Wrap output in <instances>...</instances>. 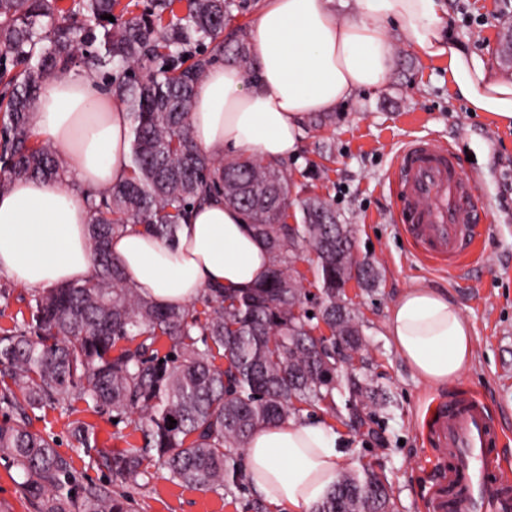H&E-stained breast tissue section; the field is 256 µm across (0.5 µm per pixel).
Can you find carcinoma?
Wrapping results in <instances>:
<instances>
[{
	"instance_id": "cac0c4a2",
	"label": "carcinoma",
	"mask_w": 512,
	"mask_h": 512,
	"mask_svg": "<svg viewBox=\"0 0 512 512\" xmlns=\"http://www.w3.org/2000/svg\"><path fill=\"white\" fill-rule=\"evenodd\" d=\"M243 0H0V191L12 181L65 176L53 144H29L45 80L78 59L125 105L129 176L89 195L92 277L36 292L29 319L0 331V456L12 461L37 512H132L125 495L83 486L50 437L31 426L46 408L86 409L134 425L142 444L100 451L95 426L73 422L78 446L97 451L115 481L135 485L151 467L180 483L227 493L245 479L252 432L302 408L336 409L343 390L353 416L391 397L360 382L363 322L342 284L350 275L352 225L329 201L298 200L279 163L222 160L202 153L189 113L196 85L224 60V28ZM111 15L114 21L105 19ZM211 195L240 210L269 254L266 277L228 293L209 288L195 305L161 306L143 297L112 254L129 224L173 247L188 208ZM318 310L305 308L301 252ZM169 345L159 355L161 343ZM341 354L349 369H336ZM176 420L170 425L169 419ZM311 512H394L384 481L364 470L341 476Z\"/></svg>"
}]
</instances>
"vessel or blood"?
Instances as JSON below:
<instances>
[{"label": "vessel or blood", "mask_w": 512, "mask_h": 512, "mask_svg": "<svg viewBox=\"0 0 512 512\" xmlns=\"http://www.w3.org/2000/svg\"><path fill=\"white\" fill-rule=\"evenodd\" d=\"M396 168V206L409 238L449 268L469 266L478 235L474 178L462 173L452 151L422 138L399 153ZM426 434L432 450L454 462L447 480L433 487L428 512H512V495L492 475L499 432L479 398L437 404Z\"/></svg>", "instance_id": "b4317fda"}]
</instances>
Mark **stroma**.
Wrapping results in <instances>:
<instances>
[{"instance_id": "obj_1", "label": "stroma", "mask_w": 512, "mask_h": 512, "mask_svg": "<svg viewBox=\"0 0 512 512\" xmlns=\"http://www.w3.org/2000/svg\"><path fill=\"white\" fill-rule=\"evenodd\" d=\"M443 22L467 52L483 58L494 73L512 76L499 58L502 15L512 16V0H444ZM397 64L383 90L361 92L338 109L320 129L304 128L303 149L288 160L300 195L332 202L337 215L353 225L359 258L375 264L374 290H356L351 300L363 324L366 360L357 373L368 386L391 396L388 411L366 408L350 421L343 396L336 412L305 410L336 430L347 453L343 471L369 468L389 485L397 512H426L434 482L448 473L447 458L433 455L421 426L435 400L477 397L504 436L495 452L494 470L512 491V127L469 111L448 86V63L422 59L400 35H392ZM432 135L450 144L462 171L477 180V222L481 263L461 271L428 265L412 248L398 221L393 155L412 137ZM319 166L307 174L308 162ZM422 283L448 294L468 321L474 345L470 367L458 379L434 388L417 378L386 331L391 306L411 285ZM96 425L100 449L118 447L106 419L78 404L75 412L43 411L34 419L57 443L78 482L107 484L132 498L135 512H270L250 489L227 496L173 480L153 468L139 484L113 481L111 472L77 448L70 435L74 421ZM23 477L0 457V512H35L22 487Z\"/></svg>"}]
</instances>
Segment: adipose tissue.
I'll return each instance as SVG.
<instances>
[{
    "label": "adipose tissue",
    "instance_id": "ef3b65f1",
    "mask_svg": "<svg viewBox=\"0 0 512 512\" xmlns=\"http://www.w3.org/2000/svg\"><path fill=\"white\" fill-rule=\"evenodd\" d=\"M355 2L354 15L342 20L333 0H261L252 22V71L218 65L195 90L196 145L216 159L297 157L309 115L385 85L396 65L394 28L422 58L447 59L448 85L471 111L512 126V79L490 75L449 37L439 0ZM31 128L59 148L66 176L17 180L0 193V274L43 291L93 275L88 195L127 176L130 122L124 105L93 81L51 76ZM111 248L136 288L161 305H189L212 287L249 288L269 266L245 215L220 202L190 212L176 248L132 225ZM387 334L414 374L434 387L459 378L472 362L461 309L420 283L393 304ZM345 457L332 428L290 418L250 436L243 469L271 512H311L333 490Z\"/></svg>",
    "mask_w": 512,
    "mask_h": 512
}]
</instances>
